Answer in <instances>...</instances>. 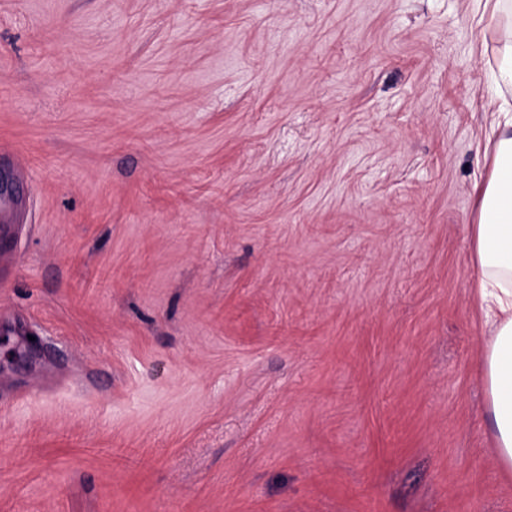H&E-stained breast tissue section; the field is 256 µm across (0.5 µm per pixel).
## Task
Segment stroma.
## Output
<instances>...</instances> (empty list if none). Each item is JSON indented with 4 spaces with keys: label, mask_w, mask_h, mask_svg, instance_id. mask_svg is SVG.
I'll use <instances>...</instances> for the list:
<instances>
[{
    "label": "stroma",
    "mask_w": 512,
    "mask_h": 512,
    "mask_svg": "<svg viewBox=\"0 0 512 512\" xmlns=\"http://www.w3.org/2000/svg\"><path fill=\"white\" fill-rule=\"evenodd\" d=\"M476 0H0V512H512L484 415Z\"/></svg>",
    "instance_id": "1"
}]
</instances>
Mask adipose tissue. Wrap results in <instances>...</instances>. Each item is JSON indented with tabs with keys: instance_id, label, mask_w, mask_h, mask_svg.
I'll use <instances>...</instances> for the list:
<instances>
[{
	"instance_id": "obj_1",
	"label": "adipose tissue",
	"mask_w": 512,
	"mask_h": 512,
	"mask_svg": "<svg viewBox=\"0 0 512 512\" xmlns=\"http://www.w3.org/2000/svg\"><path fill=\"white\" fill-rule=\"evenodd\" d=\"M475 39L487 48L495 109L488 169L474 185V270L489 326L483 365L492 434L512 472V0H484Z\"/></svg>"
}]
</instances>
